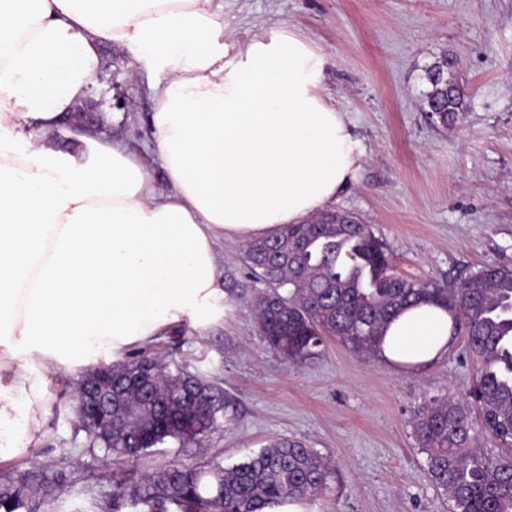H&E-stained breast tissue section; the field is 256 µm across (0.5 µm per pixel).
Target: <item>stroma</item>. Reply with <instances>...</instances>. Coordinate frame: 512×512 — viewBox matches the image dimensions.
I'll return each instance as SVG.
<instances>
[{
  "mask_svg": "<svg viewBox=\"0 0 512 512\" xmlns=\"http://www.w3.org/2000/svg\"><path fill=\"white\" fill-rule=\"evenodd\" d=\"M224 37L247 43L260 25L288 24L327 61L325 91L348 113L365 157L333 209L370 224L387 243L396 274L453 284L480 265L512 269V0H223ZM466 109L448 125L425 110L424 71L441 57ZM129 50L109 49L91 94L112 124L96 137L123 142L166 175L151 149L154 103ZM248 280L230 289L224 319L182 326L134 344L133 355L174 361L217 387L227 419L200 443L171 440L129 461L88 452L71 395L76 378H51L41 435L0 473L56 476L36 512H130L118 492L172 466L230 467L270 441L294 439L331 460L309 512H449L433 483L411 418L424 400L464 392L476 360L463 336L413 372L328 340L290 364L258 332Z\"/></svg>",
  "mask_w": 512,
  "mask_h": 512,
  "instance_id": "obj_1",
  "label": "stroma"
}]
</instances>
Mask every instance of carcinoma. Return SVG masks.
<instances>
[{"mask_svg": "<svg viewBox=\"0 0 512 512\" xmlns=\"http://www.w3.org/2000/svg\"><path fill=\"white\" fill-rule=\"evenodd\" d=\"M447 59L425 69L427 113L446 126L464 111L461 89L443 76ZM246 268L263 284L255 296L258 325L267 346L291 364L319 353L329 338L349 351L376 354L389 324L421 303L448 309L477 358L467 401L433 397L412 419L428 471L450 502V512H512V270L483 265L449 288L393 271L392 254L371 225L340 211L302 224H285L248 244ZM78 411L89 450L115 459L139 456L168 439L201 440L225 409L222 391L180 366L145 356L112 364V391L92 390ZM112 400V427L96 421ZM501 453L489 454L484 438ZM328 463L298 440H276L231 468L172 466L126 487L136 512H264L302 500L326 484ZM42 486L26 478L0 480V512H18Z\"/></svg>", "mask_w": 512, "mask_h": 512, "instance_id": "obj_1", "label": "carcinoma"}]
</instances>
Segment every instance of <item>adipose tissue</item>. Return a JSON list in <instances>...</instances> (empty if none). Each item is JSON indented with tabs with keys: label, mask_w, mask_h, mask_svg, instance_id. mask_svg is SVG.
<instances>
[{
	"label": "adipose tissue",
	"mask_w": 512,
	"mask_h": 512,
	"mask_svg": "<svg viewBox=\"0 0 512 512\" xmlns=\"http://www.w3.org/2000/svg\"><path fill=\"white\" fill-rule=\"evenodd\" d=\"M106 46L146 69L167 191L123 143L49 138ZM325 66L284 24L226 42L215 0H0V455L41 434L50 373L222 320L221 240L302 223L356 179L364 149ZM452 340L447 310L421 304L377 356L419 370Z\"/></svg>",
	"instance_id": "ef3b65f1"
}]
</instances>
